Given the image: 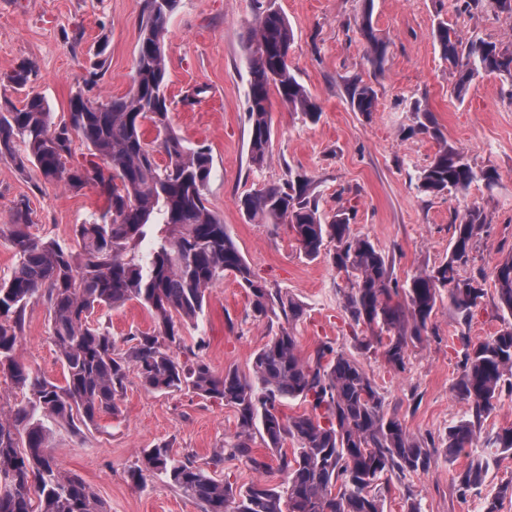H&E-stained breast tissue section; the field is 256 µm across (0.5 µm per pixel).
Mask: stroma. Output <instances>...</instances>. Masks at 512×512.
I'll use <instances>...</instances> for the list:
<instances>
[{"label": "stroma", "instance_id": "1", "mask_svg": "<svg viewBox=\"0 0 512 512\" xmlns=\"http://www.w3.org/2000/svg\"><path fill=\"white\" fill-rule=\"evenodd\" d=\"M277 4L294 33L289 64L319 103V121L303 120L272 96V159L253 170L247 154L249 73L244 62L253 0H180L166 42L172 126L188 142L210 149L208 204L223 216L255 273L303 302L306 313L295 328L301 356L326 341L355 356L383 394L388 413L398 416L411 434L442 441L449 426L471 413L470 403L452 385L467 343L485 340L501 326L492 297H485L467 322L447 303H438L427 336L408 350L405 370L393 371L381 354L359 350L342 306L346 280L328 256L308 259L286 226L249 221L240 200L262 186L284 182L289 172L305 173L322 216L332 218L342 207L352 210L353 233L369 237L389 256L393 277L401 284L447 259L454 216L466 204H479L490 228L466 273L482 278L485 290H492L494 261L512 252V81L485 74L471 83L464 98H457L432 31L443 21L461 38L476 34L512 46V15L494 13L486 5L473 15L461 14L456 0H373V26L388 44L385 70L377 74L356 32L363 0ZM141 9L142 0H0V73L33 61L34 86L55 112H65L89 49L104 37L109 41L107 71L94 93L122 96L131 84ZM74 35L81 38L75 47L69 42ZM356 77L377 92L372 116L355 112L349 103L347 86ZM199 86L206 87L205 96L186 105V92ZM417 103L433 112L449 146L472 166L497 170L498 186L490 190L475 183L464 198L418 192L415 176L432 161L439 144L412 132ZM33 182L0 161V227L9 223L13 201L25 196L33 211V233L70 244L76 225L103 205L90 188L74 195L60 184L38 191ZM277 331L253 319L244 290L228 276L210 288L203 314L184 328L183 338L189 346L205 338L203 359L215 373L234 368L246 375L255 352ZM17 355L51 380L62 381L43 303L28 306ZM235 432L231 407L187 388L147 390L132 370L118 415L101 416L78 434L55 427L49 445L59 466L80 475L107 512H201L165 478H153L147 489H139L128 469L143 449L158 443L208 466L214 450ZM466 463V456L450 459L440 452L428 472L391 478L385 512H402L409 496L420 502L422 512H483V494H460L453 483Z\"/></svg>", "mask_w": 512, "mask_h": 512}]
</instances>
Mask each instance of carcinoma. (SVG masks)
Segmentation results:
<instances>
[{
    "instance_id": "1",
    "label": "carcinoma",
    "mask_w": 512,
    "mask_h": 512,
    "mask_svg": "<svg viewBox=\"0 0 512 512\" xmlns=\"http://www.w3.org/2000/svg\"><path fill=\"white\" fill-rule=\"evenodd\" d=\"M169 2L166 9L160 0H143L137 68L123 96H89L103 76L104 50L93 54L60 116L29 86L33 62L0 74L1 85L24 92L17 101H0V160L23 176L39 173L38 190L46 183H61L74 193L90 187L106 202L90 220L75 225L77 251L31 232L26 197L14 201L11 224L0 229L15 257L10 273L0 277V375L23 394L0 416V512H105L80 476L59 468L49 448L47 423L78 431L103 414H118L131 368L148 390L188 388L233 408L237 432L227 444L229 456L255 471L268 468L251 448L258 433L287 475L280 486L261 481L233 486L193 457H177L160 443L144 449L140 463L128 471L138 488L147 487L148 477L161 475L198 502L202 512H384L383 482L429 471L438 447L411 435L397 416L388 414L375 381L355 357L329 342L319 344L308 359L300 357L294 325L305 315V305L256 276L226 231L224 218L207 206L211 153L191 145L170 121L165 39L179 0ZM371 16V7H365L358 32L368 44L374 72L381 74L387 46L377 37ZM255 23L245 48L248 157L252 167L261 169L272 157L271 92L306 121H318L321 109L290 69L294 34L276 0H255ZM432 36L458 98L483 74L512 79L511 46L477 35L464 41L443 21ZM348 96L362 115L374 111L376 91L362 78L353 79ZM413 115L414 130L439 143L418 175L420 193L465 196L478 181L494 188L499 180L495 168L477 170L448 147L429 110L416 105ZM146 123L158 130V139L145 138ZM77 139L87 148L80 161L73 159ZM158 153L165 155V164L157 163ZM241 207L250 221L286 225L311 260L326 243H334L332 265L349 280L343 308L365 333L359 348L381 347L394 371L405 369L409 346L427 335L443 298L467 321L486 295L477 279L460 275L489 224L479 205L466 206L456 217L448 259L403 285L392 277L388 257L369 238L352 232L346 211L322 220L313 181L305 174L290 173L283 183L246 194ZM151 228L156 232L143 252L140 246ZM226 275L245 290L257 320L285 322L256 352L248 377L231 368L214 373L200 357L206 345L202 337L191 347L182 345L184 326L197 321L208 289ZM491 277L502 324L494 335L467 345L453 390L471 404L472 417L448 428L441 448L450 458L474 447L493 401L504 385L512 386L511 253L494 262ZM36 301L49 314V337L63 368L61 384L16 355L26 309ZM132 301L148 311L153 326L150 332H129L123 350L110 324L91 316L97 309H118ZM296 399L307 402L311 411L285 414V402ZM289 439L297 447L288 452L283 445ZM486 443L488 451L472 455L456 474L459 492L480 489L491 465L512 458V427L489 435ZM506 498H512V481L485 498V512H499Z\"/></svg>"
}]
</instances>
